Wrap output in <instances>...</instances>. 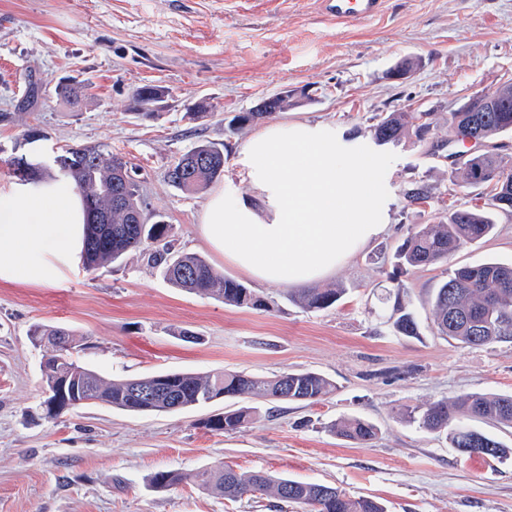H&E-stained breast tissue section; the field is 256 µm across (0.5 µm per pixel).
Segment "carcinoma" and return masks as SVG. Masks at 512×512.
<instances>
[{"label":"carcinoma","mask_w":512,"mask_h":512,"mask_svg":"<svg viewBox=\"0 0 512 512\" xmlns=\"http://www.w3.org/2000/svg\"><path fill=\"white\" fill-rule=\"evenodd\" d=\"M57 94L77 104L85 97V86L74 80L58 85ZM134 101L147 107L158 101L157 87L136 90ZM464 111L448 113V131L456 137H477L490 141L512 132V82L501 85L492 94L475 95L462 105ZM431 127L423 112H392L374 128L380 144L396 142L405 131L419 133L421 126ZM53 166L79 192L87 217L83 262L89 270L113 263L131 249L149 251L163 278L175 288L189 293L214 296L226 305L257 308L263 300L239 281L219 276L208 261L194 254L173 255L168 248L169 226L161 219L131 223V216L144 204L136 181L123 156L106 152L98 146H69L58 152ZM224 173V153L211 144H200L184 152L169 168L168 180L184 192H199ZM450 176L461 188L481 191L485 206L453 209L445 224H424L411 232L397 248L400 265L417 269L448 262L461 246L479 241L494 232L493 213L512 211V165L500 154L470 155L453 162ZM129 178L121 200L114 203V183ZM343 289L303 291L294 302L301 307L322 311L340 299ZM393 323L396 333L418 334L419 322L406 310L400 296H395ZM432 320L442 336L464 347H478L512 339V263L486 261L456 268L436 288ZM30 336L47 347L42 365L43 391L62 381L71 386V408L93 400L130 412H174L206 404L221 397L265 398L277 401L315 403L329 395L334 384L313 371L285 372L263 377L237 371L216 375L170 372L129 380H110L79 365L72 359L73 334L63 328L36 325ZM401 415L408 422L429 432H448L453 447H471L480 435L491 444V456L504 458L512 453L492 435L471 422L481 420L493 425H512V394L467 393L414 408H404ZM250 412L240 408L214 415L206 428L216 433L234 432L243 427ZM336 435L357 445H368L378 437V428L361 418H343L331 425ZM177 470L156 472L150 479L156 490H165L188 479ZM199 488L236 500L261 493L283 503L306 504L313 512H385L378 501L369 497H351L332 485L273 477L265 472L239 473L222 464L194 475Z\"/></svg>","instance_id":"cac0c4a2"}]
</instances>
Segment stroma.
Instances as JSON below:
<instances>
[{"instance_id": "stroma-1", "label": "stroma", "mask_w": 512, "mask_h": 512, "mask_svg": "<svg viewBox=\"0 0 512 512\" xmlns=\"http://www.w3.org/2000/svg\"><path fill=\"white\" fill-rule=\"evenodd\" d=\"M406 60L409 71L393 78ZM65 77L87 84L79 105L57 96ZM510 80L512 0H384L362 23L325 17L320 0H0V187L15 182L7 160L16 151L49 159L95 145L126 156L175 251L201 255L266 302L239 308L175 288L139 249L95 271L76 265L50 287L0 282V512H310L266 496L230 501L190 482L150 485L160 470L192 475L220 462L330 484L386 512H512V457L461 454L447 434L400 414L471 392L512 394V341L464 347L430 319L449 269L512 262V213H496L494 234L447 263L401 274L418 335L393 331L385 301L410 228L475 203L450 180L447 161L429 155L431 142L447 139L449 112ZM146 85L167 91L150 118L133 102ZM286 88L300 96L269 124L321 122L354 138L379 163L391 200L390 231L321 280L344 291L324 311L304 310L294 289L256 283L213 253L199 230L207 192H183L166 177L175 157L209 141L224 152L225 187L245 190L239 159L259 126L230 123ZM405 107L430 113L428 139L375 143L374 125ZM31 127L43 137L29 145L22 134ZM418 187L427 202L409 201ZM37 324L72 331L74 359L108 379L313 371L334 389L314 404L220 398L135 413L96 402L49 418L45 349L29 336ZM185 330L195 341L182 338ZM242 407L252 417L237 432L203 425ZM345 417L373 422L377 439L358 446L330 432Z\"/></svg>"}]
</instances>
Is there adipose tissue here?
<instances>
[{"label":"adipose tissue","instance_id":"ef3b65f1","mask_svg":"<svg viewBox=\"0 0 512 512\" xmlns=\"http://www.w3.org/2000/svg\"><path fill=\"white\" fill-rule=\"evenodd\" d=\"M240 165L247 191L214 189L200 233L258 282L310 286L390 227L378 164L328 125L267 126L246 143ZM85 231L73 188H0V282L55 285L80 262Z\"/></svg>","mask_w":512,"mask_h":512}]
</instances>
